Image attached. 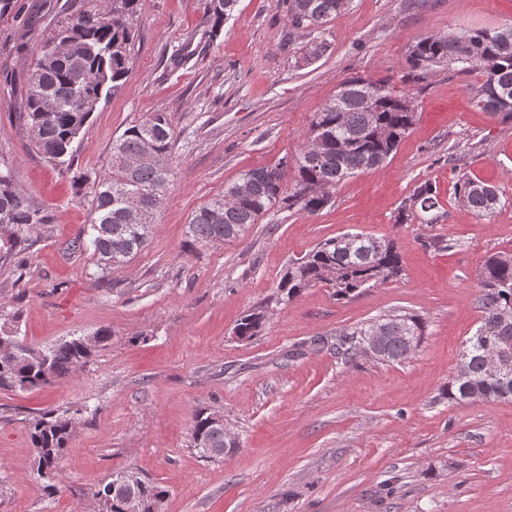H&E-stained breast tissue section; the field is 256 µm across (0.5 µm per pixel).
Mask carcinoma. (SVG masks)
I'll return each mask as SVG.
<instances>
[{"mask_svg": "<svg viewBox=\"0 0 512 512\" xmlns=\"http://www.w3.org/2000/svg\"><path fill=\"white\" fill-rule=\"evenodd\" d=\"M341 0H288V21L295 29L316 30L343 7ZM216 34L224 20L232 16L238 0H204ZM140 0H97L65 8V14L51 28L37 49L22 90L23 128L32 145L47 161L70 163L73 143L103 91L118 92L131 71L135 51L134 26ZM405 80L420 81L433 76L435 69L448 66L463 74L478 72L484 77L475 91L476 106L512 119V25L481 29L465 36H422L406 56ZM373 95L372 107L365 98ZM416 121L410 95L396 91L388 80L351 77L342 81L334 98L316 113L309 135L293 157L295 191L283 196L280 168H254L224 187L191 215L188 237L192 242L209 244L236 239L249 224H255L282 201L314 214L331 201V190L358 171L377 168L397 148ZM320 138L322 153H311L312 142ZM177 142L172 123L165 112H150L128 127L112 142L108 170L88 181L73 180L75 195L91 198L89 238H74L73 251L93 249L97 267L105 274L122 268L147 245L155 216L166 200L171 178L168 158ZM458 195L478 216H488L500 205L496 187L461 176ZM139 200L148 221L128 216L131 200ZM436 188L425 182L417 186L398 209L397 223L415 209L429 215L435 224L439 215ZM50 223L47 213L31 195L17 188L11 173L0 171V251L9 255L30 240L42 224ZM401 273V260L392 241L354 233L343 244L332 237L317 244L304 256L291 261L278 283L281 295L291 301L304 289L318 284L334 288L338 299H348L360 290L382 285ZM481 318L474 334L466 340V366L442 389L443 397L455 405L499 400L512 395V384L505 386L485 362L486 348L503 336L512 337V321L502 313L512 312V254L490 256L479 274ZM263 306L244 315L234 328L241 340L258 335L265 324ZM380 331L381 344L374 358L384 362L407 359L420 343L423 325L414 314L393 315L361 328L344 331L336 338V351L344 359L358 355V340L371 326ZM25 348L28 353L12 358L0 355V390L28 392L65 378L89 357L82 338L64 340L47 348L27 344L17 330L0 325V344ZM217 413L193 414L191 439L200 456L209 459L210 448H222L227 441L224 426L215 422ZM34 448V465L45 489L56 490L62 453L73 433V423L64 413L47 411L28 422Z\"/></svg>", "mask_w": 512, "mask_h": 512, "instance_id": "carcinoma-1", "label": "carcinoma"}]
</instances>
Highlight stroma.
Returning a JSON list of instances; mask_svg holds the SVG:
<instances>
[{"label":"stroma","instance_id":"stroma-1","mask_svg":"<svg viewBox=\"0 0 512 512\" xmlns=\"http://www.w3.org/2000/svg\"><path fill=\"white\" fill-rule=\"evenodd\" d=\"M65 3L16 0L0 17V169L50 217L0 260V323L19 316L40 348L101 328L112 337L67 378L0 391V512H98L94 491L128 467L166 489L160 512H512V399L441 396L480 321V267L512 253V121L475 106L478 73L401 79L415 38L512 24V0H349L309 34L280 0H240L213 39L202 0H140L131 72L101 98L69 168L30 144L18 109ZM318 42L327 50L315 58ZM356 76L414 97L416 123L384 164L343 181L318 213L277 206L239 238L190 243L192 213L243 172L294 157L315 112ZM150 112L168 113L177 134L167 198L146 247L101 280L92 251L67 248L91 222L72 179L103 175L113 139ZM463 172L497 187L494 214L460 202ZM426 181L438 222L396 223ZM347 232L395 240L401 277L347 300L318 285L278 302L288 262ZM438 238L449 248L432 247ZM261 304L262 332L234 339ZM401 312L424 326L407 360L337 357L338 333ZM315 336L324 348L310 347ZM204 408L239 440L218 461L191 446L192 413ZM49 410L75 420L52 493L28 434Z\"/></svg>","mask_w":512,"mask_h":512}]
</instances>
